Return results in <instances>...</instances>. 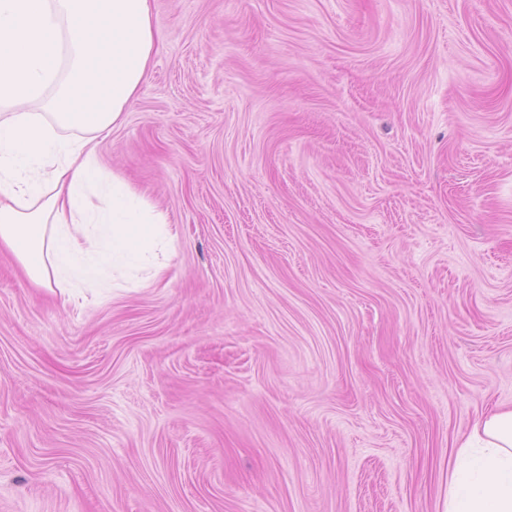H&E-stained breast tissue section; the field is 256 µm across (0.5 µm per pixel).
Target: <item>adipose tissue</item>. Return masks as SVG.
<instances>
[{
    "label": "adipose tissue",
    "instance_id": "obj_1",
    "mask_svg": "<svg viewBox=\"0 0 512 512\" xmlns=\"http://www.w3.org/2000/svg\"><path fill=\"white\" fill-rule=\"evenodd\" d=\"M156 43L151 0H0V251L34 284L99 288L105 268L140 272L171 243L165 215L97 158ZM447 512H512V407L460 444Z\"/></svg>",
    "mask_w": 512,
    "mask_h": 512
}]
</instances>
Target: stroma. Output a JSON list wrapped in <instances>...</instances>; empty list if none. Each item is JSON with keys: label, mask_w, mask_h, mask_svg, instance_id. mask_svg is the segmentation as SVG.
I'll return each instance as SVG.
<instances>
[{"label": "stroma", "mask_w": 512, "mask_h": 512, "mask_svg": "<svg viewBox=\"0 0 512 512\" xmlns=\"http://www.w3.org/2000/svg\"><path fill=\"white\" fill-rule=\"evenodd\" d=\"M98 161L142 288L0 253V512H445L512 406V0H152Z\"/></svg>", "instance_id": "35a3bbf8"}]
</instances>
